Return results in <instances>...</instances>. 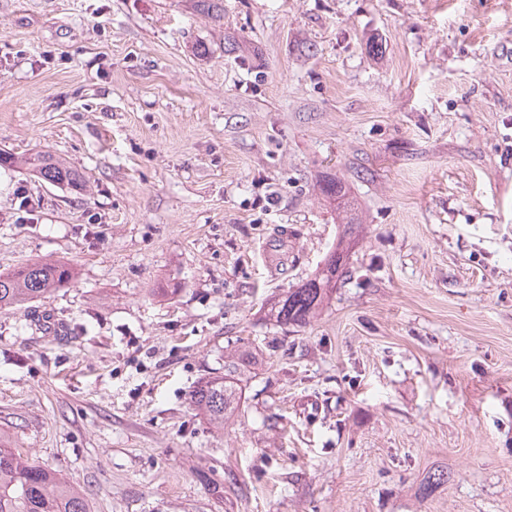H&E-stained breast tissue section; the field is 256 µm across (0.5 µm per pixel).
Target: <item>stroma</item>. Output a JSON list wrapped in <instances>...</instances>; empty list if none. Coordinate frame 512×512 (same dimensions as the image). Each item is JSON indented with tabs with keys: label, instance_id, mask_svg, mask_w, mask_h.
<instances>
[{
	"label": "stroma",
	"instance_id": "stroma-1",
	"mask_svg": "<svg viewBox=\"0 0 512 512\" xmlns=\"http://www.w3.org/2000/svg\"><path fill=\"white\" fill-rule=\"evenodd\" d=\"M1 150L84 176L0 169V270H74L0 309V433L91 512H512V0H0ZM30 170L50 184L78 187L84 181L83 175L70 166H66L49 153H37L26 159ZM355 218L344 224L336 249L327 257L323 268L312 278L291 288L278 296L270 304V316L281 327H303L307 325L319 309L322 308L333 281L339 277L346 265V258L352 244L353 230L356 229ZM236 361L224 363V376L203 379L192 396L193 404L217 425L226 424L239 406L238 370L255 363L252 352H240Z\"/></svg>",
	"mask_w": 512,
	"mask_h": 512
}]
</instances>
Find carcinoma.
<instances>
[{
	"label": "carcinoma",
	"instance_id": "obj_1",
	"mask_svg": "<svg viewBox=\"0 0 512 512\" xmlns=\"http://www.w3.org/2000/svg\"><path fill=\"white\" fill-rule=\"evenodd\" d=\"M30 170L48 183L78 187L84 181L76 169L49 153L26 159ZM355 218L344 224L336 249L323 268L296 288L271 303L270 316L281 327H303L322 308L333 281L342 273L352 244ZM72 269L62 263L30 262L0 272V308L38 301L68 283ZM244 350L237 360L224 365V374L203 379L192 396L193 404L209 421L224 425L239 406L238 370L253 364ZM0 512H90L85 495L61 474L11 447L0 434Z\"/></svg>",
	"mask_w": 512,
	"mask_h": 512
}]
</instances>
